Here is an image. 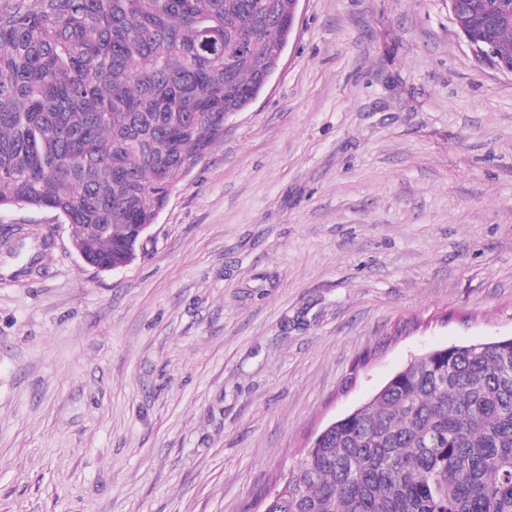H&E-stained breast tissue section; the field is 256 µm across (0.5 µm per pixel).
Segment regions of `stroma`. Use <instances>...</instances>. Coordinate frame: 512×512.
Instances as JSON below:
<instances>
[{
	"mask_svg": "<svg viewBox=\"0 0 512 512\" xmlns=\"http://www.w3.org/2000/svg\"><path fill=\"white\" fill-rule=\"evenodd\" d=\"M512 337V73L448 0H299L127 266L0 209V512H261L414 356Z\"/></svg>",
	"mask_w": 512,
	"mask_h": 512,
	"instance_id": "35a3bbf8",
	"label": "stroma"
}]
</instances>
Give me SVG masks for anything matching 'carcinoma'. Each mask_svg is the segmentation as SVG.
Returning <instances> with one entry per match:
<instances>
[{
	"label": "carcinoma",
	"mask_w": 512,
	"mask_h": 512,
	"mask_svg": "<svg viewBox=\"0 0 512 512\" xmlns=\"http://www.w3.org/2000/svg\"><path fill=\"white\" fill-rule=\"evenodd\" d=\"M512 61V0H460ZM294 0H0V208L123 267L277 67ZM268 512H512V338L414 357L316 438Z\"/></svg>",
	"instance_id": "obj_1"
}]
</instances>
